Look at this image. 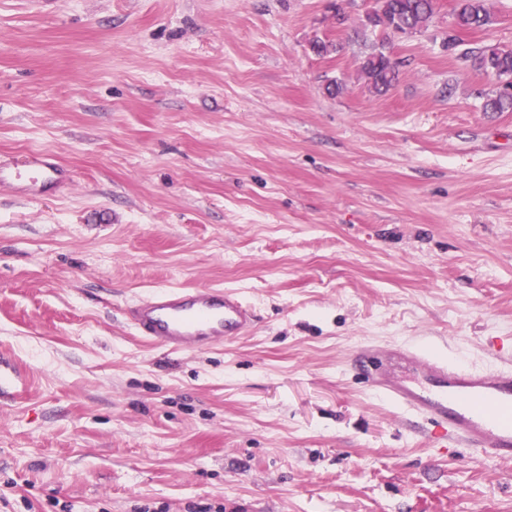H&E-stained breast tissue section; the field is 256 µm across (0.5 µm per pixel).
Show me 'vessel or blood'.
I'll use <instances>...</instances> for the list:
<instances>
[{"instance_id":"1","label":"vessel or blood","mask_w":512,"mask_h":512,"mask_svg":"<svg viewBox=\"0 0 512 512\" xmlns=\"http://www.w3.org/2000/svg\"><path fill=\"white\" fill-rule=\"evenodd\" d=\"M65 179V169L44 153L0 164V186L32 198ZM127 319L137 336L174 351L223 345L255 323L238 292L217 288L156 291L130 306ZM354 365L369 389L436 425L448 444L488 461H512V368L477 371L423 348L371 346L355 354Z\"/></svg>"}]
</instances>
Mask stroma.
Masks as SVG:
<instances>
[{
    "instance_id": "obj_1",
    "label": "stroma",
    "mask_w": 512,
    "mask_h": 512,
    "mask_svg": "<svg viewBox=\"0 0 512 512\" xmlns=\"http://www.w3.org/2000/svg\"><path fill=\"white\" fill-rule=\"evenodd\" d=\"M455 4L398 35L375 0H0V160L71 172L0 187V512H512V462L440 447L350 366H512V112L446 48ZM488 5L466 46L512 48ZM175 286L256 324L146 343L126 306ZM361 71L365 75L369 87L379 94L390 90L397 80L396 64L381 50L373 52L363 59ZM65 180V169L44 153L21 157L8 165L0 164V186H10L32 198L44 197L49 189Z\"/></svg>"
}]
</instances>
